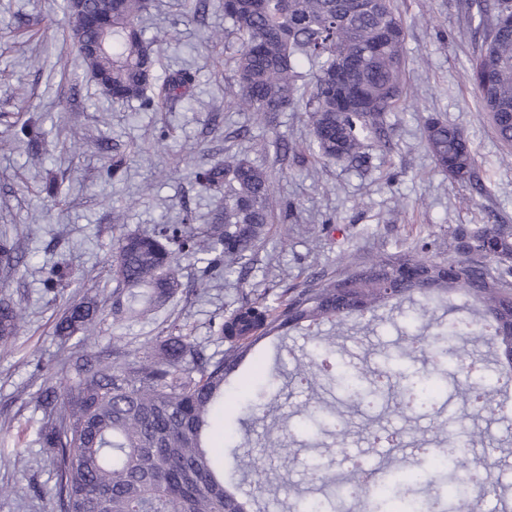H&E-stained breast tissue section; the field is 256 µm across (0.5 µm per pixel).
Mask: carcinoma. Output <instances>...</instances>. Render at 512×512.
<instances>
[{"instance_id":"1","label":"carcinoma","mask_w":512,"mask_h":512,"mask_svg":"<svg viewBox=\"0 0 512 512\" xmlns=\"http://www.w3.org/2000/svg\"><path fill=\"white\" fill-rule=\"evenodd\" d=\"M478 7L487 37L471 79L498 139L511 147L512 26L501 18L512 16V0H479ZM147 8L148 0H88L86 14L111 36L104 50L94 51L96 28L86 27L87 43L76 51L112 99L172 103L194 76L188 70L169 75L156 97L147 95L157 63L154 41L145 39L141 26ZM224 20L228 27L209 32L208 39L234 38L236 106L260 123L301 109L312 127L307 151L314 161L366 163L368 143L387 137L388 115L405 103L406 26L393 0H373L367 10L360 0H224ZM303 65L310 75L304 90ZM424 134L439 170L460 182L474 180L473 150L460 131L431 116ZM196 180L204 188L224 187L221 225L199 237L187 217L152 234L120 237L114 273L131 292L112 302L114 324L128 327L173 296L180 288L181 257L201 255L212 279L231 276L276 214L288 218V202L273 195L267 172L245 157L202 168ZM20 259L14 243L1 239L0 265L14 267ZM440 296L464 298L471 313L484 319V329L460 331L419 305L428 323L408 319L405 349H419L434 361L417 386L393 388L394 411L403 414L416 407L417 398H431L428 390L447 374L446 358L461 337L479 346L484 336H495L498 363L485 369L486 381L496 386L512 373V224L449 228L443 262L423 246L394 260L375 254L361 264L348 263L340 278L288 297L278 309L264 300L246 302L213 324L217 339L228 343L219 357L205 355L191 336L169 333L133 354L122 351L117 336L109 359L90 344L98 333L96 301L70 303L55 324L56 335L69 344L64 375L55 383L44 380L34 393L44 414L38 443L50 449L55 466L52 498L61 512H249L247 501L224 485V454L208 445L207 432L224 420L227 377L251 347L272 333L324 323L342 331L353 317L372 322L393 304ZM20 326L19 309L0 301V345L10 344ZM295 381L331 383L359 405L375 396L368 379L341 365L330 345L284 378L286 385ZM302 423L311 431L329 421L316 404ZM393 470L390 482L363 490L364 512L457 509L470 499L468 484L450 460L436 468L443 497L423 503L402 499L397 485L411 473L424 481L426 466L409 467L398 457Z\"/></svg>"}]
</instances>
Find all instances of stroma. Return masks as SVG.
Instances as JSON below:
<instances>
[{
	"label": "stroma",
	"mask_w": 512,
	"mask_h": 512,
	"mask_svg": "<svg viewBox=\"0 0 512 512\" xmlns=\"http://www.w3.org/2000/svg\"><path fill=\"white\" fill-rule=\"evenodd\" d=\"M197 0H149L146 32L177 27L178 40L158 46L157 77L181 69L195 76L191 95L156 110L136 101L103 96L63 37L69 20L62 0H0V234L14 239L23 261L0 267V299L24 316L19 336L0 347V487L19 494L0 497V512H60L50 492L55 472L50 454L36 438L43 414L33 397L56 372L66 346L54 332L62 310L84 292L95 294L101 332L96 348L112 347V300L118 283L109 274L118 238L146 234L159 224L191 217L200 230L214 224L224 193L202 188L203 167L241 155L270 175L275 196L293 211L286 225H269L266 236L242 259L244 277L204 278L203 265L185 257L179 278L185 290L126 341L136 350L169 327L191 334L206 354L221 355L224 343L211 338L216 314L265 297L275 302L286 290L301 291L343 275L345 257L363 262L381 253L398 257L421 243L436 260L448 257V227L454 224H512V149L498 140L466 71L484 44L485 29L471 0H394L407 25L404 45L405 109L390 114L387 145L370 147V162L358 171L341 161L325 165L282 157L276 146H304L310 139L305 112L278 113L273 124L254 121L236 107L232 70L222 44L205 32L224 25L223 0H205L197 21ZM440 114L469 141L477 179L458 182L436 168L423 135L425 119ZM84 134L74 142L73 130ZM117 174H108L112 163ZM288 246H281V232ZM70 277L57 296L45 291L56 267ZM398 311L383 312L377 325L350 321L344 333L325 324L315 331H291L284 339L258 342L231 375V390L250 380L254 365L286 374L307 361L316 342L333 344L339 360L363 371L376 369L380 353L404 344ZM341 406L342 396L326 383L291 385L255 412L246 443L225 451V473L255 488L252 470L261 464L276 484L310 492L315 461L348 468L326 430H299L304 406L314 399ZM351 450L366 463L387 462L394 451L369 445L378 428L407 433L409 440L435 436L438 416L428 412L346 410ZM288 444L289 455L268 448Z\"/></svg>",
	"instance_id": "obj_1"
}]
</instances>
